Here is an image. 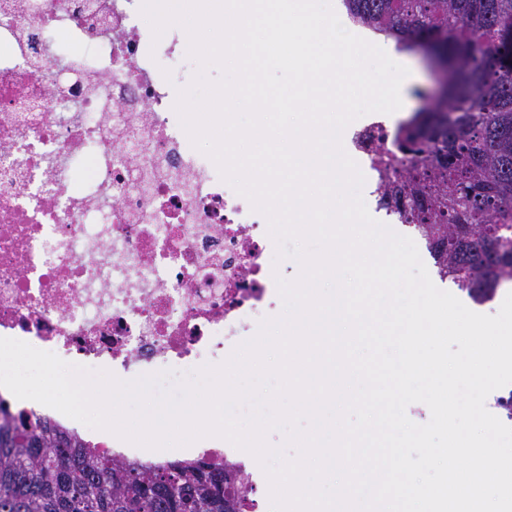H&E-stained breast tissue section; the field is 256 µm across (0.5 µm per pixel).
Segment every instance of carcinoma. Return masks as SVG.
<instances>
[{
  "mask_svg": "<svg viewBox=\"0 0 512 512\" xmlns=\"http://www.w3.org/2000/svg\"><path fill=\"white\" fill-rule=\"evenodd\" d=\"M357 24L448 70V89L381 157L384 194L441 279L474 303L512 281V0H343ZM241 471L147 464L87 446L0 399V512H242Z\"/></svg>",
  "mask_w": 512,
  "mask_h": 512,
  "instance_id": "cac0c4a2",
  "label": "carcinoma"
}]
</instances>
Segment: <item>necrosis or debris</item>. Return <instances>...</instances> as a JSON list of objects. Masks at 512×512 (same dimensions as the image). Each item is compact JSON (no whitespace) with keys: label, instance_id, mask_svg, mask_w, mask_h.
Here are the masks:
<instances>
[{"label":"necrosis or debris","instance_id":"necrosis-or-debris-1","mask_svg":"<svg viewBox=\"0 0 512 512\" xmlns=\"http://www.w3.org/2000/svg\"><path fill=\"white\" fill-rule=\"evenodd\" d=\"M0 0V337L130 380L175 378L223 359L280 296L264 215L194 151L162 80L184 48L171 28L147 52L129 0ZM395 124L369 113L342 144L370 215L400 223L383 197L381 153ZM121 457L120 438L12 399Z\"/></svg>","mask_w":512,"mask_h":512}]
</instances>
